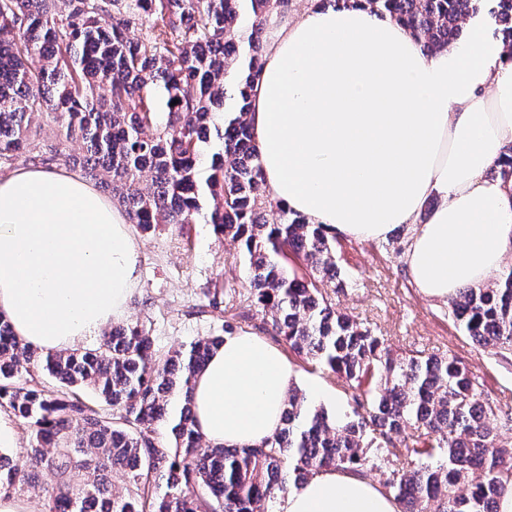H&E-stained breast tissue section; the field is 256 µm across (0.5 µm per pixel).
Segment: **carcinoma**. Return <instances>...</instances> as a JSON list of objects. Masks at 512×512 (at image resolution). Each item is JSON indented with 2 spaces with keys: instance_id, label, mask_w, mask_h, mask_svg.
I'll use <instances>...</instances> for the list:
<instances>
[{
  "instance_id": "1",
  "label": "carcinoma",
  "mask_w": 512,
  "mask_h": 512,
  "mask_svg": "<svg viewBox=\"0 0 512 512\" xmlns=\"http://www.w3.org/2000/svg\"><path fill=\"white\" fill-rule=\"evenodd\" d=\"M481 0H366L413 34L427 54L447 48ZM512 51V0H495ZM288 0H0V161L22 149L50 168L78 165L104 185L129 223L148 233L202 220L248 259L249 295L264 330L351 388L353 416L288 396L279 430L247 448L203 444L192 381L224 337L171 353L142 324H114L99 346L41 353L0 315V409L22 420L29 447L0 465V498L45 488L44 512H269L265 505L322 470L364 475L370 450L409 429L405 459L383 473L398 512H497L512 491V447L489 427L512 413L481 397L455 358L398 355L363 323L336 313L299 260L332 281L333 240L321 224L272 202L246 121L261 69L263 20ZM137 28L142 35L128 36ZM248 53L235 94L226 75ZM54 124L30 142L32 121ZM222 140L201 179L211 132ZM85 145L80 159L66 142ZM213 206L203 211V195ZM277 210L278 221L265 212ZM449 304L482 348L512 354V271L488 288H462ZM89 389L101 405L78 395ZM120 472L125 491L105 483Z\"/></svg>"
}]
</instances>
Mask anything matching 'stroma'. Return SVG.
<instances>
[{"instance_id":"35a3bbf8","label":"stroma","mask_w":512,"mask_h":512,"mask_svg":"<svg viewBox=\"0 0 512 512\" xmlns=\"http://www.w3.org/2000/svg\"><path fill=\"white\" fill-rule=\"evenodd\" d=\"M408 237L400 228L385 242H356L337 237L336 265L348 288H321L340 313L350 315L382 336L393 351L451 355L463 361L480 384L483 398L512 406V359L478 347L455 320L449 304L415 288L401 257ZM139 251V282L128 302L127 319L149 330L156 349L168 352L220 334L224 323L260 333L262 315L249 299L250 271L237 245L214 235L211 225L189 224L182 234L162 224L134 232ZM221 292L223 310L197 316L207 292ZM299 382L319 379L325 397L313 407L349 413L352 401L341 379L324 366L291 356Z\"/></svg>"}]
</instances>
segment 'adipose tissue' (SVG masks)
Here are the masks:
<instances>
[{"instance_id": "1", "label": "adipose tissue", "mask_w": 512, "mask_h": 512, "mask_svg": "<svg viewBox=\"0 0 512 512\" xmlns=\"http://www.w3.org/2000/svg\"><path fill=\"white\" fill-rule=\"evenodd\" d=\"M432 56L365 0L288 18L250 89L267 196L308 223L383 242L410 226L403 262L418 290L447 302L481 288L512 249V54L472 16ZM139 253L125 215L80 175L22 166L0 175V315L45 351L75 349L127 316ZM297 377L261 338L226 335L198 374V430L250 447L280 427ZM275 512H398L373 481L313 474Z\"/></svg>"}]
</instances>
